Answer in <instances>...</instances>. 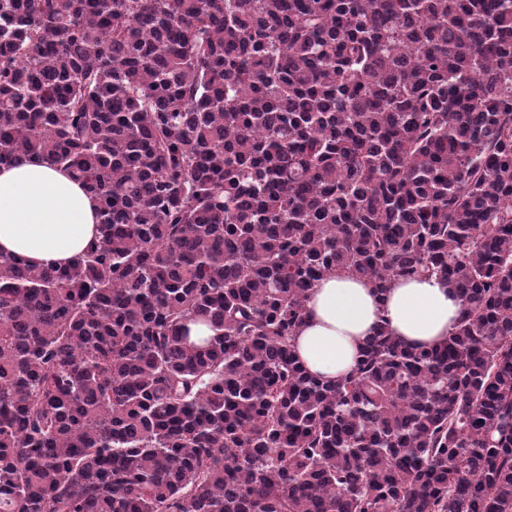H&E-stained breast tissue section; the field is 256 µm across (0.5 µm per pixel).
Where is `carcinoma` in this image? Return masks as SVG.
<instances>
[{
	"label": "carcinoma",
	"mask_w": 512,
	"mask_h": 512,
	"mask_svg": "<svg viewBox=\"0 0 512 512\" xmlns=\"http://www.w3.org/2000/svg\"><path fill=\"white\" fill-rule=\"evenodd\" d=\"M33 156L99 222L0 256V512H512V0H0ZM333 270L460 319L323 381Z\"/></svg>",
	"instance_id": "carcinoma-1"
}]
</instances>
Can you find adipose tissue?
I'll return each instance as SVG.
<instances>
[{
  "label": "adipose tissue",
  "instance_id": "adipose-tissue-1",
  "mask_svg": "<svg viewBox=\"0 0 512 512\" xmlns=\"http://www.w3.org/2000/svg\"><path fill=\"white\" fill-rule=\"evenodd\" d=\"M96 201L67 172L39 158L0 168V255L65 267L96 228ZM462 302L433 276L395 281L379 295L369 280L345 272L323 276L310 289L295 339L309 372L337 380L354 366L380 322L411 346L445 343Z\"/></svg>",
  "mask_w": 512,
  "mask_h": 512
}]
</instances>
